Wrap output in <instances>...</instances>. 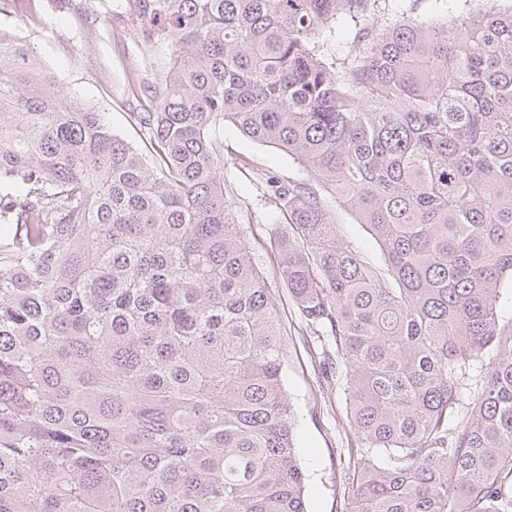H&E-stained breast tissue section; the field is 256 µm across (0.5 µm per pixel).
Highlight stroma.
Masks as SVG:
<instances>
[{
	"mask_svg": "<svg viewBox=\"0 0 512 512\" xmlns=\"http://www.w3.org/2000/svg\"><path fill=\"white\" fill-rule=\"evenodd\" d=\"M485 0H380L374 13L359 24L386 23L412 11L440 22L461 23ZM76 8L59 0H32L17 8L0 0V28L16 34L32 56L49 68L60 87L102 112L114 134L139 145L143 134L134 113L147 102L133 95L127 79L137 74L155 80L166 70L170 49L158 43L145 49L132 25L113 20V0H76ZM224 139V182L245 205L237 209L239 224L253 260L267 279L273 300L287 330L288 361L285 388L296 415V446L305 474L307 512H345L348 475L342 455L355 438L345 412L342 387L321 390L323 355L301 331V316L288 297L271 262L272 224L279 216L273 197L257 182L258 174L279 179H302L305 171L278 149L243 136L232 124L220 131ZM343 241L370 264H384L383 254L354 214L337 209Z\"/></svg>",
	"mask_w": 512,
	"mask_h": 512,
	"instance_id": "1",
	"label": "stroma"
}]
</instances>
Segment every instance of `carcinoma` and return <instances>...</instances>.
Listing matches in <instances>:
<instances>
[{"label": "carcinoma", "mask_w": 512, "mask_h": 512, "mask_svg": "<svg viewBox=\"0 0 512 512\" xmlns=\"http://www.w3.org/2000/svg\"><path fill=\"white\" fill-rule=\"evenodd\" d=\"M375 2L123 0L171 51L127 80L146 154L0 31V512H307L226 121L311 178L266 179L273 258L344 382L347 512H512V6L325 54ZM334 209L336 224H339V234L343 241L358 251L370 264L383 268V254L367 229L362 224L357 223L355 215L351 211L339 206H334Z\"/></svg>", "instance_id": "carcinoma-1"}]
</instances>
